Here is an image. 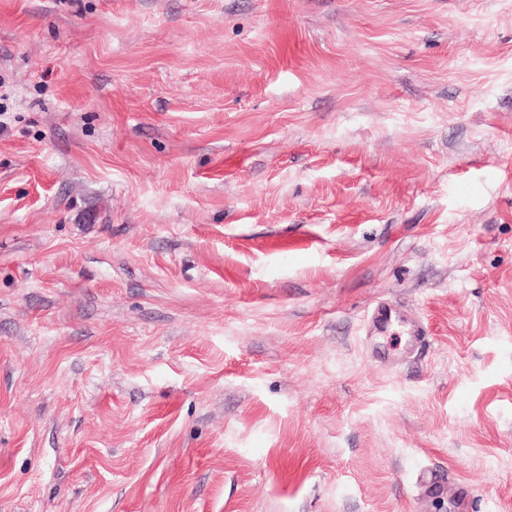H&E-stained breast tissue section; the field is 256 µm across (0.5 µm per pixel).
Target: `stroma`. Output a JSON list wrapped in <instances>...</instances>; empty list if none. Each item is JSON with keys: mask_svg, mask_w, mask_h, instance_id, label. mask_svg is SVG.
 Instances as JSON below:
<instances>
[{"mask_svg": "<svg viewBox=\"0 0 512 512\" xmlns=\"http://www.w3.org/2000/svg\"><path fill=\"white\" fill-rule=\"evenodd\" d=\"M461 486L512 512V0H0V512ZM398 314V321L404 328L405 336H409L410 346H414L423 341L425 336L424 328L416 322L408 320L402 313H397L395 309L387 305H380L373 310L372 325L379 327L388 323L396 322V318L392 319V314Z\"/></svg>", "mask_w": 512, "mask_h": 512, "instance_id": "obj_1", "label": "stroma"}]
</instances>
